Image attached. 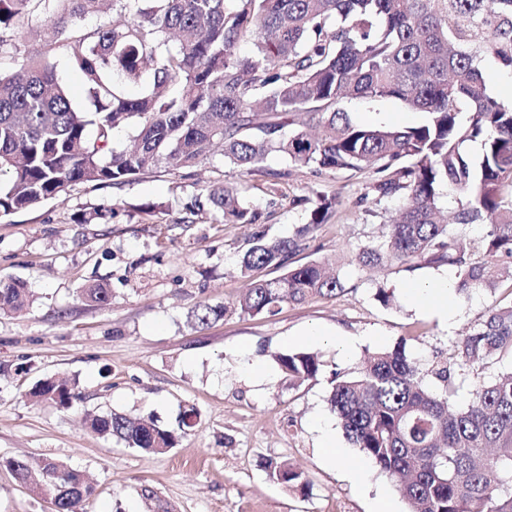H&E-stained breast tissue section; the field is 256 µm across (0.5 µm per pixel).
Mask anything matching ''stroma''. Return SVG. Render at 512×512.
Returning <instances> with one entry per match:
<instances>
[{
    "mask_svg": "<svg viewBox=\"0 0 512 512\" xmlns=\"http://www.w3.org/2000/svg\"><path fill=\"white\" fill-rule=\"evenodd\" d=\"M354 123L411 127L424 114L393 99H352L343 104ZM234 182L262 212L269 234L291 236L308 211L299 197L319 192L341 204L297 260H335L344 285L336 296L284 305L273 317L232 315L204 327L190 321L198 305L235 302L245 290L237 274L250 226L228 224L218 212L190 216L206 186ZM366 171L316 174L270 154L261 169L240 173L219 153L191 171L161 167L136 180L98 187L72 186L65 200L0 217V281L20 279L36 297L20 314H0V458L48 457L88 475L95 494L84 512H372L358 484L369 468L394 512L407 504L394 482L346 439L328 398L335 371L357 369L379 348L405 342L426 377L452 359L456 341L492 305L512 303V283L494 291L455 296L456 320L444 324L415 305L408 282L454 277V269L413 270L362 266L356 254L379 240L396 206L367 214ZM101 284L109 304L88 302L83 291ZM392 290L390 305L375 298ZM313 326L341 331L347 351L310 342ZM305 348L319 353L317 379L295 385L275 353ZM260 363L265 378L249 371ZM74 382L70 407L32 397L45 378ZM198 424L164 454H147L83 425L85 414L152 416L172 424L188 409ZM326 420L343 453L327 461L318 431ZM287 460L304 471V491L288 490L268 476V461ZM46 497L21 487L0 470V512H49Z\"/></svg>",
    "mask_w": 512,
    "mask_h": 512,
    "instance_id": "obj_1",
    "label": "stroma"
}]
</instances>
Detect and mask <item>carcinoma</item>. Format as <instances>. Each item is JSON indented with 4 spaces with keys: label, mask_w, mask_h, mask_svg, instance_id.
Returning a JSON list of instances; mask_svg holds the SVG:
<instances>
[{
    "label": "carcinoma",
    "mask_w": 512,
    "mask_h": 512,
    "mask_svg": "<svg viewBox=\"0 0 512 512\" xmlns=\"http://www.w3.org/2000/svg\"><path fill=\"white\" fill-rule=\"evenodd\" d=\"M103 2L0 0V60L19 67L0 74V174H8L1 217L58 200L76 184L193 168L209 147L242 173L277 152L318 172L368 169L375 204L400 201L384 240L359 250L360 264L452 267L459 293L512 281V101L493 96L484 78L488 66L512 73V0H112L125 21L82 27ZM35 19L53 36L26 53ZM245 42L248 56L240 53ZM58 53L81 75L91 110L72 106L51 63ZM121 80L146 89L127 97ZM358 98L394 99L426 120L404 129L358 125L340 107ZM130 124L133 146L114 147V130ZM469 142L481 144L477 165ZM447 192L456 206L442 224ZM339 205L318 194L308 222L271 238L263 212L237 186L204 188L190 214L207 206L226 224L253 226L239 263L249 288L232 306L200 305L194 324L235 312L270 317L285 303L343 290L323 264H293ZM472 224L488 225L481 261L466 235ZM267 267L284 273L257 277ZM31 303L23 282L0 281V311ZM504 355L512 356V304L488 308L460 336L454 363L433 367L439 393L423 385L403 343L335 373L329 401L346 439L395 481L408 512H512V373L476 377L468 405H454L456 370L474 372ZM274 359L300 385L323 368L305 349ZM38 394L62 406L75 398L50 380ZM195 419L188 410L169 427L112 412L92 417L89 428L153 453L174 448ZM2 467L17 470L32 492L46 491L56 512H83L95 494L52 458L0 459ZM267 469L287 487L308 485L286 461Z\"/></svg>",
    "instance_id": "carcinoma-1"
}]
</instances>
